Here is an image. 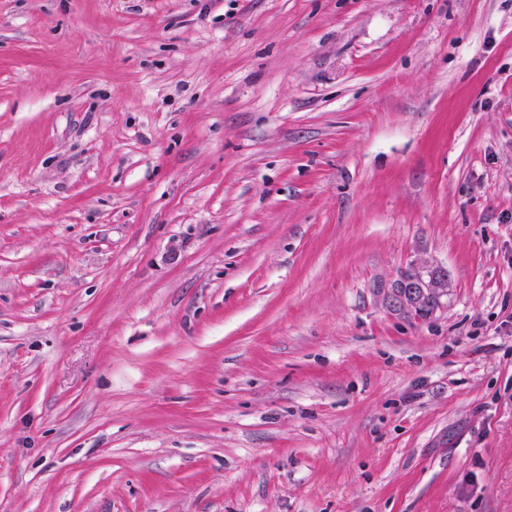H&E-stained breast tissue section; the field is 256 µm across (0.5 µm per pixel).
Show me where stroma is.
Returning a JSON list of instances; mask_svg holds the SVG:
<instances>
[{
	"label": "stroma",
	"mask_w": 512,
	"mask_h": 512,
	"mask_svg": "<svg viewBox=\"0 0 512 512\" xmlns=\"http://www.w3.org/2000/svg\"><path fill=\"white\" fill-rule=\"evenodd\" d=\"M0 512H512V0H0ZM448 274L439 267L413 265L380 288L385 307L409 320L434 317L448 302Z\"/></svg>",
	"instance_id": "1"
}]
</instances>
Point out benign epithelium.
I'll return each mask as SVG.
<instances>
[{
    "label": "benign epithelium",
    "instance_id": "7a95c632",
    "mask_svg": "<svg viewBox=\"0 0 512 512\" xmlns=\"http://www.w3.org/2000/svg\"><path fill=\"white\" fill-rule=\"evenodd\" d=\"M448 274L439 267L413 265L380 289L391 313L409 320L434 317L448 302Z\"/></svg>",
    "mask_w": 512,
    "mask_h": 512
}]
</instances>
